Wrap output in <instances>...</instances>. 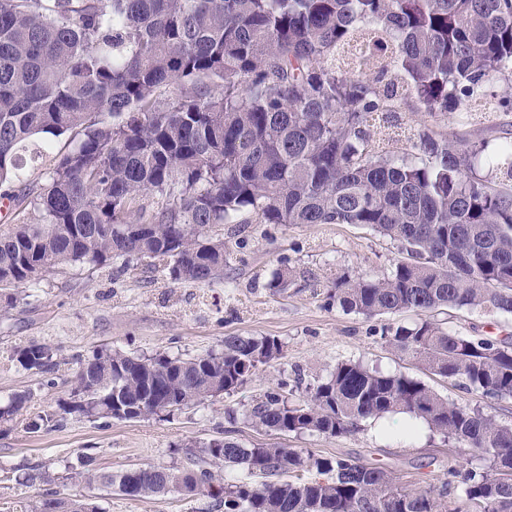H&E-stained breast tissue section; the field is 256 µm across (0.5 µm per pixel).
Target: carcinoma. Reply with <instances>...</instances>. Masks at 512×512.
<instances>
[{"label": "carcinoma", "mask_w": 512, "mask_h": 512, "mask_svg": "<svg viewBox=\"0 0 512 512\" xmlns=\"http://www.w3.org/2000/svg\"><path fill=\"white\" fill-rule=\"evenodd\" d=\"M512 0H0V187L35 222L0 228L7 301L76 264L132 259L173 281L224 276L223 224H357L396 242L407 259L378 277L336 276L328 304L366 318L442 308L512 314V143L499 175L481 174L489 142L403 120L512 112ZM401 129L409 150L384 143ZM45 183L23 180L49 153ZM157 197L146 211L144 196ZM296 271L268 284L282 294ZM381 336L435 375L512 399V338L462 335L424 320ZM273 337L229 335L193 357L102 350L80 363L60 410L76 418L143 420L229 394L282 358ZM26 370L57 366L51 348L17 350ZM267 390L248 420L277 434L336 437L369 419L412 424L470 452L439 484L413 489L385 469L306 448L228 437L189 453L188 466L130 476L92 468L89 485L151 498L173 489L224 512H512V424L450 402L423 381L357 362L289 401ZM32 393L0 405L21 414ZM126 411L118 413L116 404ZM239 466L248 479L224 482ZM30 512H102L91 498L53 492Z\"/></svg>", "instance_id": "carcinoma-1"}]
</instances>
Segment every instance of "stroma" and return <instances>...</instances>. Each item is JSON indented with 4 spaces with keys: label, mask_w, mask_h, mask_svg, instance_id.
<instances>
[{
    "label": "stroma",
    "mask_w": 512,
    "mask_h": 512,
    "mask_svg": "<svg viewBox=\"0 0 512 512\" xmlns=\"http://www.w3.org/2000/svg\"><path fill=\"white\" fill-rule=\"evenodd\" d=\"M224 245L230 254L224 278L210 285L178 283L141 263L77 264L48 273L31 297L14 305L0 300V402L24 391L34 394L19 419L0 423V512H26L52 491L95 497L103 512H218L212 499L177 490L139 499L91 488L77 456L90 449L95 468L115 473L134 466L181 467L188 447L226 433L248 448L276 444L325 457H357L416 489L438 484L448 466L465 463L453 442L424 426L406 432L392 414L365 422L357 433L329 438L280 435L247 422L258 398L279 380L309 385L340 362L419 378L449 401L512 423V399L469 391L431 374L381 336L385 324L428 320L451 332L503 338L512 336V314L448 308L368 319L328 306L329 277L360 270L381 277L402 257L395 242L355 224H244L239 233L225 235ZM284 261L296 270L297 283L275 295L267 283ZM229 335L277 338L283 356L235 392L170 417L120 421L61 415L60 399L74 384L80 361L94 352L203 355L221 350ZM31 343L52 347L59 364L54 376L16 362V348ZM45 414L51 423L27 429V420Z\"/></svg>",
    "instance_id": "1"
}]
</instances>
